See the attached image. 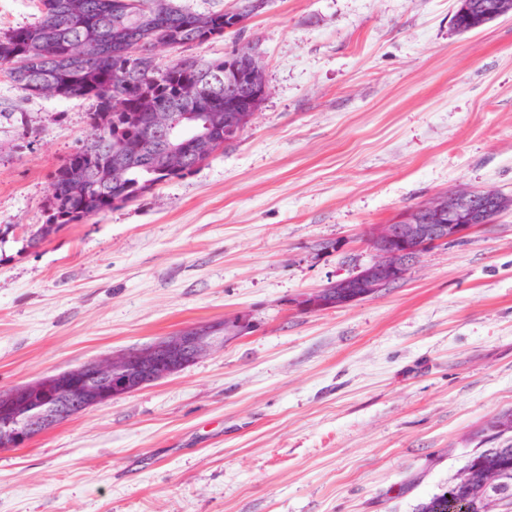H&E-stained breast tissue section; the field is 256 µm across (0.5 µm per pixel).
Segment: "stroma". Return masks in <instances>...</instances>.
<instances>
[{
	"instance_id": "obj_1",
	"label": "stroma",
	"mask_w": 512,
	"mask_h": 512,
	"mask_svg": "<svg viewBox=\"0 0 512 512\" xmlns=\"http://www.w3.org/2000/svg\"><path fill=\"white\" fill-rule=\"evenodd\" d=\"M457 0H264L266 92L195 173L36 248L91 101L0 76V392L247 314L181 372L0 447V512H416L512 409V211L350 306L292 301L370 259L364 226L455 187L512 196V16ZM338 243L325 252L321 243Z\"/></svg>"
}]
</instances>
